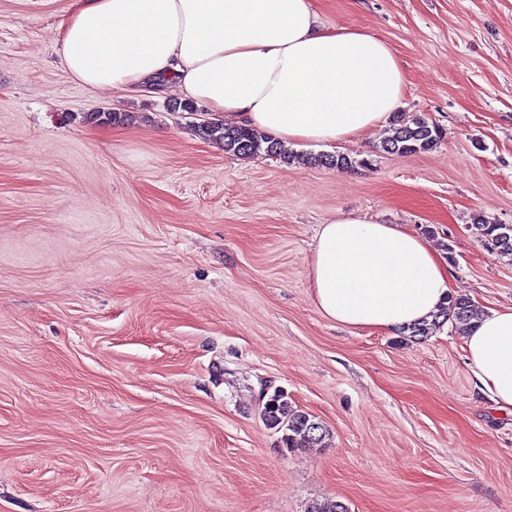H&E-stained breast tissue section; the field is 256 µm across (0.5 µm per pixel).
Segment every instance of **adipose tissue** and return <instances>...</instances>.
<instances>
[{
  "mask_svg": "<svg viewBox=\"0 0 512 512\" xmlns=\"http://www.w3.org/2000/svg\"><path fill=\"white\" fill-rule=\"evenodd\" d=\"M60 29L58 60L81 85L128 96L168 85L286 145L363 137L406 87L386 41L325 25L314 0H77ZM309 276L317 310L353 328L429 320L451 288L428 241L349 216L320 225ZM463 341L476 389L512 410V307L486 310Z\"/></svg>",
  "mask_w": 512,
  "mask_h": 512,
  "instance_id": "obj_1",
  "label": "adipose tissue"
}]
</instances>
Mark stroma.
<instances>
[{"label":"stroma","instance_id":"obj_1","mask_svg":"<svg viewBox=\"0 0 512 512\" xmlns=\"http://www.w3.org/2000/svg\"><path fill=\"white\" fill-rule=\"evenodd\" d=\"M72 3L0 0V512H512V414L462 336L336 325L308 273L321 224L367 217L451 253L454 295L512 307V259L471 229L512 225V0H320L392 46L400 112L446 136L289 162L201 139L173 92L84 88L56 56ZM266 388L321 445L286 447Z\"/></svg>","mask_w":512,"mask_h":512}]
</instances>
